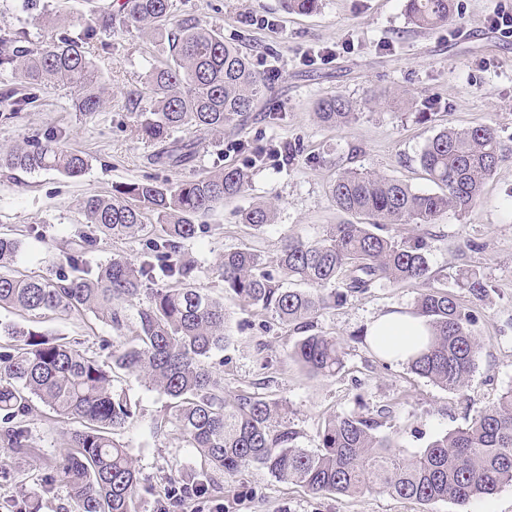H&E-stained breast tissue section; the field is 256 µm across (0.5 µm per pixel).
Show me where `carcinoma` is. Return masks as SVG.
<instances>
[{"mask_svg": "<svg viewBox=\"0 0 512 512\" xmlns=\"http://www.w3.org/2000/svg\"><path fill=\"white\" fill-rule=\"evenodd\" d=\"M172 8L173 0H124L114 12L55 29L49 43L36 49L24 28L0 32V72L29 90L19 96L3 84L0 116L9 120L25 111L37 100L35 90L52 82L76 90L78 111H100L107 81L89 57L90 44L97 41L105 49L101 36L133 27L169 43V56L148 75V95L133 89L124 97L126 111L135 114L134 132L153 147L150 165L174 172L192 167L200 145L224 132V126L244 121L266 85L248 56L218 29L192 15L167 28ZM408 16L418 28L448 23L454 3L408 0ZM315 114L331 128L347 126L357 116L353 102L340 95L320 99ZM179 131L187 136H175ZM65 140L66 133L55 130L1 147L0 168L80 177L89 159ZM511 155L512 148L490 126L447 128L428 140L418 157L438 192H418L371 171L340 173L331 187L336 207L358 221L327 224L314 239L288 237L276 257L280 279L264 270V258L249 247L225 253L217 264L224 289L272 313L279 323L307 332L315 315L352 293L381 282L421 281L427 288L414 314L426 319L428 336L407 365L438 387L460 392L481 353L472 329L475 310L429 285L425 237L399 241L388 229L426 225L450 210L472 211L486 181ZM247 186L245 171L224 167L174 182L119 183L108 197L82 201L87 230L79 243L66 242L67 270L39 279L19 277L8 267L0 271V308L40 315L91 313L118 335L131 333L104 365L62 338L0 322V336L7 339L0 345V446L16 454L32 447L25 417L37 399L78 424L63 461L45 476L46 483L59 480L68 488L70 512H136L139 472L129 450L113 439L136 415L135 405L115 385L120 370L170 400L155 429L175 425L209 465L189 476L169 477L155 512H177L188 498L204 499L218 489L215 474L234 475L249 465L318 496L377 492L426 504L447 501L459 512L512 485V389L465 426L410 455L395 438L376 433L375 414L331 416L317 448L309 450L298 447L297 433L281 422L279 403L255 393L240 394L231 403L224 399V383L205 360L229 341L228 317L222 299L194 286L197 266L186 257L185 244L198 236L199 217ZM148 214L156 216L157 226L139 256L116 254L91 266L88 253L98 236L133 237L146 229ZM275 218L274 206L266 202L242 213L243 223L257 231ZM22 247L21 239L1 234L0 264L14 261ZM157 280L167 285L146 291ZM286 282L307 288L286 287ZM336 283L337 290L332 288ZM461 284L478 302L488 295V284L472 271L461 274ZM144 292L148 300L143 303ZM290 356L312 374H333L342 365L340 343L326 335L302 337Z\"/></svg>", "mask_w": 512, "mask_h": 512, "instance_id": "obj_1", "label": "carcinoma"}]
</instances>
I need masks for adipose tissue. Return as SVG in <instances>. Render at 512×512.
<instances>
[{"label": "adipose tissue", "instance_id": "1", "mask_svg": "<svg viewBox=\"0 0 512 512\" xmlns=\"http://www.w3.org/2000/svg\"><path fill=\"white\" fill-rule=\"evenodd\" d=\"M368 333L381 341L390 360L401 363L418 349L426 322L423 317L396 309L376 317L369 324Z\"/></svg>", "mask_w": 512, "mask_h": 512}]
</instances>
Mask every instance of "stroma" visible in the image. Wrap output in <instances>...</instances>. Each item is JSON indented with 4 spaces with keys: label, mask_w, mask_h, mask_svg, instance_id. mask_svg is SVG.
<instances>
[{
    "label": "stroma",
    "mask_w": 512,
    "mask_h": 512,
    "mask_svg": "<svg viewBox=\"0 0 512 512\" xmlns=\"http://www.w3.org/2000/svg\"><path fill=\"white\" fill-rule=\"evenodd\" d=\"M122 2L37 0L29 13L21 0H0V29H27L33 45L40 47L49 42L52 26L87 20ZM457 3L453 22L420 29L408 19L407 0H321L309 14L289 10L286 0H174V18L190 13L219 28L225 40L249 55L269 84L245 125L225 128L199 148L197 171L243 168L249 183L244 193L203 217L206 230L187 249L198 267L196 287L223 298L230 319V342L212 359L216 374L224 379L225 396L249 392L285 404L286 422L297 432L299 447L316 448L330 415L379 410V434L398 435L404 450L415 453L464 426L477 410L496 404L512 389L510 160L487 180L472 212H450L435 223L395 231L400 240L424 235L433 286L475 306L474 329L483 349L463 392L441 389L406 364L382 363L356 339L381 313L394 307L414 310L423 291L420 282L382 283L318 314L314 330L338 339L343 364L335 374L311 375L289 356L297 331L278 324L268 312L226 296L216 272L226 252L247 246L271 264L289 235L314 236L323 225L338 223L341 214L330 187L343 170H372L427 192L434 185L417 157L442 129L490 125L505 144H512V34L489 24L494 15L512 13V0ZM251 14L266 16L269 26L248 25ZM110 42L109 49L90 51L93 64L109 80L110 95L100 112L77 111L74 89L49 84L39 89L36 107L0 124L2 147L57 128L66 132L68 147L91 162L77 179L55 171L0 170V232L15 234L23 242V253L14 263L19 274L40 278L66 269L61 247L86 222L80 209L83 198L110 194L120 182L170 176L148 164L151 148L133 136L135 118L125 110L123 98L127 90L144 88L150 70L167 58L168 43L138 30L115 33ZM318 46L334 48L335 56L325 61L304 58V51ZM330 95L358 104L351 125L329 128L317 120V102ZM268 112L279 113L276 124L265 121ZM279 143L294 146L289 162L272 157L253 162L252 148ZM260 201L274 205L276 220L255 231L243 224L242 213ZM467 270L479 272L488 282L484 301L472 303L461 288L460 275ZM0 320L66 338L101 361L107 360L108 346L117 340L114 331L90 313L34 316L1 309ZM119 385L137 404L136 417L117 434L147 487L135 510L153 512L165 476L201 470L204 460L176 427L154 431L166 397L132 375L123 376ZM27 423L33 441L30 454L0 447V464L15 475L0 485V500L34 497L40 512H59L69 502L67 488L59 483L44 491L41 479L59 462L74 424L41 404ZM219 484L218 497L187 501L182 512H456L448 502L423 506L383 493L317 496L257 466L221 476Z\"/></svg>",
    "instance_id": "35a3bbf8"
}]
</instances>
